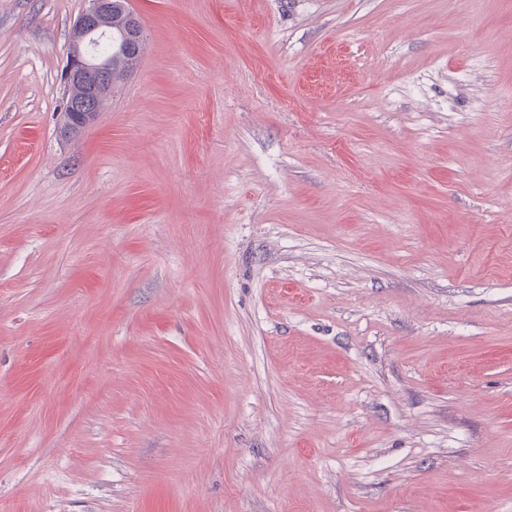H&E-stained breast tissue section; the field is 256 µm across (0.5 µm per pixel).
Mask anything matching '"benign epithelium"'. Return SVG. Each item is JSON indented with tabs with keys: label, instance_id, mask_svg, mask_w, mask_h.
I'll return each mask as SVG.
<instances>
[{
	"label": "benign epithelium",
	"instance_id": "benign-epithelium-1",
	"mask_svg": "<svg viewBox=\"0 0 512 512\" xmlns=\"http://www.w3.org/2000/svg\"><path fill=\"white\" fill-rule=\"evenodd\" d=\"M127 0H89V6L73 25V48L64 66L66 105L60 112L59 133L78 134L98 116L99 104L112 93L120 75L112 73V50L124 49L142 39V29L112 31L115 7L127 10Z\"/></svg>",
	"mask_w": 512,
	"mask_h": 512
}]
</instances>
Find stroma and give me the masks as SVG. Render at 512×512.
Segmentation results:
<instances>
[{"label":"stroma","instance_id":"1","mask_svg":"<svg viewBox=\"0 0 512 512\" xmlns=\"http://www.w3.org/2000/svg\"><path fill=\"white\" fill-rule=\"evenodd\" d=\"M0 0V512H512V0ZM127 2L89 0V6L73 25L74 46L64 66L66 105L59 113V133L64 138L78 134L97 119L100 102L111 94L112 86L123 76L112 73H127L140 55L143 41L128 52L112 51V48L125 49L132 41L142 40V29L134 14L127 9ZM116 6L136 22L134 29L118 33L126 27L127 18L119 13L113 16ZM103 42L107 44L108 51L100 49Z\"/></svg>","mask_w":512,"mask_h":512}]
</instances>
